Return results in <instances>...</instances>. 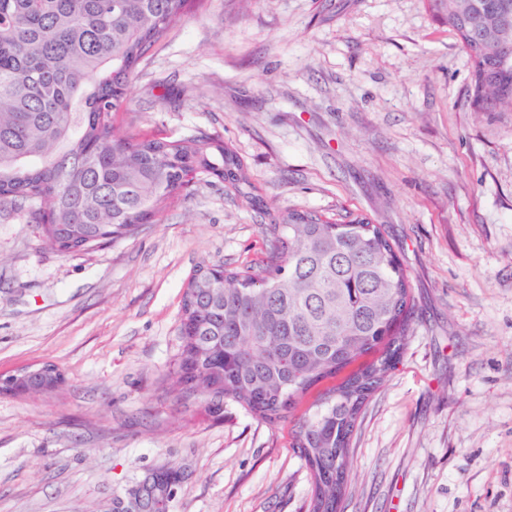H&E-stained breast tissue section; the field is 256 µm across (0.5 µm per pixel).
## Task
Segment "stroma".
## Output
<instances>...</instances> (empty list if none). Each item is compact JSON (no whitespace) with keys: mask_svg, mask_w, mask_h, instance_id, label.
<instances>
[{"mask_svg":"<svg viewBox=\"0 0 512 512\" xmlns=\"http://www.w3.org/2000/svg\"><path fill=\"white\" fill-rule=\"evenodd\" d=\"M471 64L425 0H206L142 59L123 132L219 135L252 201L211 177L136 236L63 256L0 208V512H107L167 465L171 512H308L293 426L178 395L184 286L245 268L288 210L382 225L415 299L403 357L352 437L343 512H512V112H476ZM36 376L38 381L34 382L33 378ZM62 384L61 371L52 375L44 374L42 367L25 369L17 375L0 378V390L3 388L4 394L54 392Z\"/></svg>","mask_w":512,"mask_h":512,"instance_id":"1","label":"stroma"}]
</instances>
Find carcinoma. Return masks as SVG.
Listing matches in <instances>:
<instances>
[{
	"mask_svg": "<svg viewBox=\"0 0 512 512\" xmlns=\"http://www.w3.org/2000/svg\"><path fill=\"white\" fill-rule=\"evenodd\" d=\"M199 2L0 0V206H29L58 254L94 250L155 223L194 184L192 172L251 198V176L221 137H137L112 120L140 61ZM426 2L453 31L472 3L512 7ZM484 74L472 70L471 106L512 112V96ZM266 232L265 263H202L189 277L176 384L201 395L211 413L232 400L275 425L320 384L339 379L298 419L293 448L311 474L310 512H340L357 421L396 369L410 330L409 276L381 225L367 218L339 223L292 210ZM180 476L163 469L154 493L134 503L118 493L112 512H155L167 482Z\"/></svg>",
	"mask_w": 512,
	"mask_h": 512,
	"instance_id": "cac0c4a2",
	"label": "carcinoma"
}]
</instances>
